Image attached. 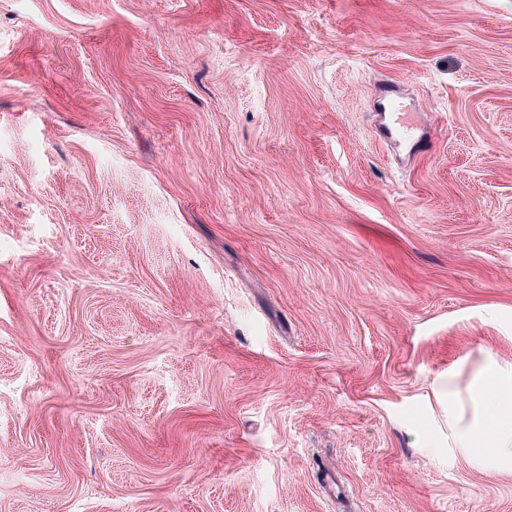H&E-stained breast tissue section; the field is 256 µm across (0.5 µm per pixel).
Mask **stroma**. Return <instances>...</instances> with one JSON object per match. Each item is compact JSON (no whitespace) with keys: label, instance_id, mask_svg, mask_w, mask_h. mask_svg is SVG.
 <instances>
[{"label":"stroma","instance_id":"1","mask_svg":"<svg viewBox=\"0 0 512 512\" xmlns=\"http://www.w3.org/2000/svg\"><path fill=\"white\" fill-rule=\"evenodd\" d=\"M486 354L512 0H0V512H512ZM394 92L393 86L388 85L383 90V103L380 107V112L377 115L378 128L387 137H398L404 141L409 147V153L413 155L422 151L427 142V133L419 130L417 127H412V123L406 117H398L393 119L396 103L392 94ZM474 414L466 421L462 398L448 389V406L458 408L454 427L455 448L467 455L498 466L512 467V367L491 358L476 368L468 389Z\"/></svg>","mask_w":512,"mask_h":512}]
</instances>
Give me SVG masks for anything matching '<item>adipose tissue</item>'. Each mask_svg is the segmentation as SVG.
<instances>
[{
    "instance_id": "1",
    "label": "adipose tissue",
    "mask_w": 512,
    "mask_h": 512,
    "mask_svg": "<svg viewBox=\"0 0 512 512\" xmlns=\"http://www.w3.org/2000/svg\"><path fill=\"white\" fill-rule=\"evenodd\" d=\"M470 400L472 418H458L455 445L467 455L498 466L512 467V367L484 359L476 368L467 396L449 390L450 407Z\"/></svg>"
}]
</instances>
